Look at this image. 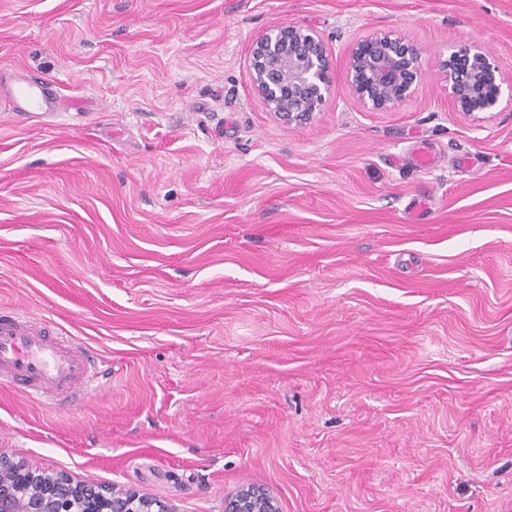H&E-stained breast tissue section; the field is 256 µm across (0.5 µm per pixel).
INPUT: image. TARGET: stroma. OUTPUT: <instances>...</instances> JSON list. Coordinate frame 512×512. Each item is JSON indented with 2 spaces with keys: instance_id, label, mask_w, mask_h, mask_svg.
I'll list each match as a JSON object with an SVG mask.
<instances>
[{
  "instance_id": "obj_1",
  "label": "stroma",
  "mask_w": 512,
  "mask_h": 512,
  "mask_svg": "<svg viewBox=\"0 0 512 512\" xmlns=\"http://www.w3.org/2000/svg\"><path fill=\"white\" fill-rule=\"evenodd\" d=\"M288 23L331 55L303 126L247 66ZM387 31L424 74L369 112L348 51ZM471 42L512 79V0H0V82L59 99L0 95V312L109 370L76 407L0 387V453L178 512L248 485L281 512H512V105L471 121L437 71ZM7 92L15 103L16 112H53L56 107V96L48 84L27 75L15 74Z\"/></svg>"
}]
</instances>
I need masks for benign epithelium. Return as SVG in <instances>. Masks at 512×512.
<instances>
[{
  "instance_id": "obj_1",
  "label": "benign epithelium",
  "mask_w": 512,
  "mask_h": 512,
  "mask_svg": "<svg viewBox=\"0 0 512 512\" xmlns=\"http://www.w3.org/2000/svg\"><path fill=\"white\" fill-rule=\"evenodd\" d=\"M424 50L399 31L372 33L351 45L347 84L370 112L386 111L410 98L422 78ZM450 106L476 122L487 119L512 81L481 46L453 49L439 65ZM252 89L265 108L287 126L311 122L332 84L328 46L315 30L297 23L267 29L250 46ZM0 512H176L135 490L105 489L37 470L0 454ZM224 512H280L259 487L237 488L224 497Z\"/></svg>"
}]
</instances>
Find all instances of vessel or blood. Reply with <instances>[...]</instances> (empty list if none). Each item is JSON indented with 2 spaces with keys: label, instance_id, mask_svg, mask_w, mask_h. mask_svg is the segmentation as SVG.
Segmentation results:
<instances>
[{
  "label": "vessel or blood",
  "instance_id": "1",
  "mask_svg": "<svg viewBox=\"0 0 512 512\" xmlns=\"http://www.w3.org/2000/svg\"><path fill=\"white\" fill-rule=\"evenodd\" d=\"M8 92L20 112H51L56 98L48 84L14 75ZM99 371L93 359L46 323L22 311L0 315V385L47 403L79 402Z\"/></svg>",
  "mask_w": 512,
  "mask_h": 512
}]
</instances>
